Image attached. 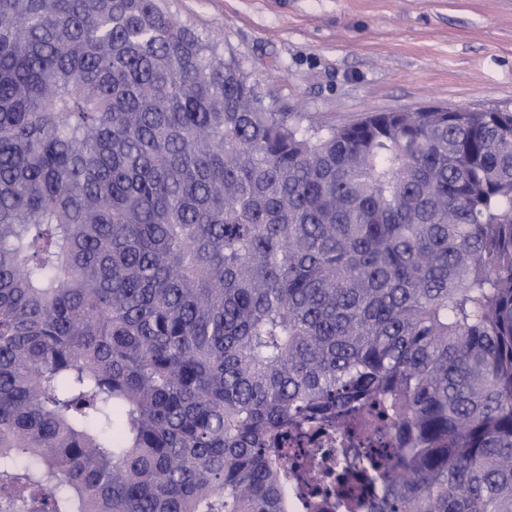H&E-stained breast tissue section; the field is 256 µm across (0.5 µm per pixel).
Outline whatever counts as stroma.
<instances>
[{
  "label": "stroma",
  "instance_id": "1",
  "mask_svg": "<svg viewBox=\"0 0 512 512\" xmlns=\"http://www.w3.org/2000/svg\"><path fill=\"white\" fill-rule=\"evenodd\" d=\"M169 3L303 125L431 106L512 111V0Z\"/></svg>",
  "mask_w": 512,
  "mask_h": 512
}]
</instances>
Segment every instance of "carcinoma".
Here are the masks:
<instances>
[{
	"instance_id": "cac0c4a2",
	"label": "carcinoma",
	"mask_w": 512,
	"mask_h": 512,
	"mask_svg": "<svg viewBox=\"0 0 512 512\" xmlns=\"http://www.w3.org/2000/svg\"><path fill=\"white\" fill-rule=\"evenodd\" d=\"M512 512V113L263 103L166 0H0V512H286L288 431Z\"/></svg>"
}]
</instances>
